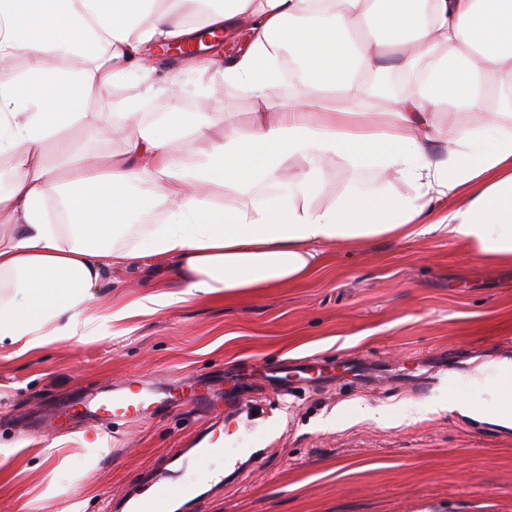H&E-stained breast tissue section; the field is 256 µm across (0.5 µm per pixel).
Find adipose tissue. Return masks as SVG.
Returning <instances> with one entry per match:
<instances>
[{"mask_svg":"<svg viewBox=\"0 0 512 512\" xmlns=\"http://www.w3.org/2000/svg\"><path fill=\"white\" fill-rule=\"evenodd\" d=\"M184 0H0V155L11 179L0 191V347L33 349L82 335L104 269L160 260L176 290L155 289L116 311L123 319L200 296L232 297L300 282L322 250L376 238L457 239L482 260L512 265V121L486 106L484 79L512 90V0H199L202 22L226 38L246 34L235 57H197L255 103L249 128L215 136L218 116L181 111L180 74L161 91L169 111L88 113L117 80L145 70L154 44L192 41ZM399 69L426 75L419 91L385 117L363 111V95H383L389 48ZM92 67L49 71V52ZM303 77L293 96L270 94L282 55ZM26 57L10 75L5 59ZM452 102L477 115L474 126L441 127L434 109ZM94 119L125 134L122 153L87 147L53 166L46 141ZM179 148H172L174 139ZM338 157L378 167L412 194L353 188L330 205L321 164ZM261 185L284 193L260 207L216 205L211 195H243ZM65 194L61 223L48 203ZM164 209L136 242L120 246L133 219ZM484 398L448 400L479 421L512 429V362L483 366L472 380Z\"/></svg>","mask_w":512,"mask_h":512,"instance_id":"1","label":"adipose tissue"}]
</instances>
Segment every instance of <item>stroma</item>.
<instances>
[{"mask_svg":"<svg viewBox=\"0 0 512 512\" xmlns=\"http://www.w3.org/2000/svg\"><path fill=\"white\" fill-rule=\"evenodd\" d=\"M185 112L222 108L245 128L254 104L222 80L185 74ZM168 111L136 77L108 102ZM124 149L84 122L47 142ZM318 202L351 185L408 193L381 169L323 164ZM131 272L104 271L82 339L25 353L0 348V512H107L147 489L168 449L199 434L206 417L174 405L101 433H56L61 409L100 389L139 379L195 377L236 391L247 410L228 422L225 479L197 512H512V430L453 410L400 420V408L442 393L470 395L479 367L512 360V266H492L436 236L385 238L324 249L320 269L296 286L231 300L204 296L150 315L114 320L133 301Z\"/></svg>","mask_w":512,"mask_h":512,"instance_id":"35a3bbf8","label":"stroma"}]
</instances>
